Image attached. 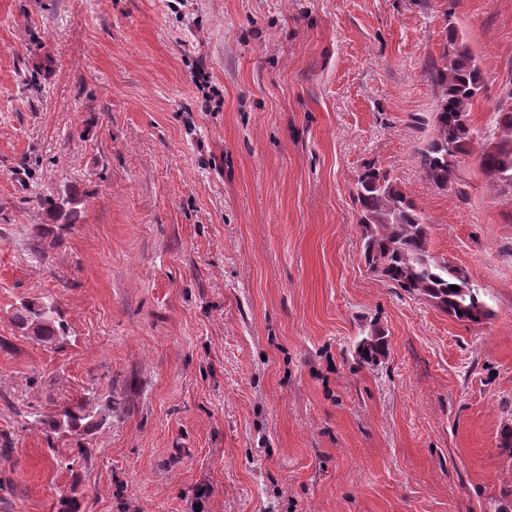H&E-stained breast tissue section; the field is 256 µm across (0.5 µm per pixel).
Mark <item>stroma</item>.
<instances>
[{
  "mask_svg": "<svg viewBox=\"0 0 512 512\" xmlns=\"http://www.w3.org/2000/svg\"><path fill=\"white\" fill-rule=\"evenodd\" d=\"M452 27L492 135L512 0H0V512H512V187L472 155L458 200L415 154ZM368 165L492 319L366 274ZM45 296L53 345L11 321ZM91 394L121 403L102 425L24 423ZM388 351V342L385 333L380 328L373 326L365 336L358 341L356 353L359 362L363 364H375Z\"/></svg>",
  "mask_w": 512,
  "mask_h": 512,
  "instance_id": "obj_1",
  "label": "stroma"
}]
</instances>
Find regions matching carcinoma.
I'll list each match as a JSON object with an SVG mask.
<instances>
[{"label": "carcinoma", "instance_id": "obj_1", "mask_svg": "<svg viewBox=\"0 0 512 512\" xmlns=\"http://www.w3.org/2000/svg\"><path fill=\"white\" fill-rule=\"evenodd\" d=\"M436 88V108L416 123L428 130L415 148L418 165L425 179L437 189L458 199L465 191L457 180L459 159L472 154L477 136L469 121V108L485 92L483 72L468 46L449 28L440 62H431L428 70ZM497 126L501 135L487 143L478 155V168L492 183L512 187V106L497 108ZM352 197L359 207L361 251L366 271L404 292L419 296L461 323H481L493 316L480 290L467 273L430 250L429 224L414 200L407 196L390 173L371 165L358 175ZM69 207L57 210V201L46 198L49 212L66 224L76 213V198L69 196ZM459 290L453 291L451 287ZM12 323L22 335L43 343L59 342L67 328L59 319L55 302L49 297L27 300L15 307ZM388 351L383 330L373 327L357 343L359 362L375 364ZM117 402L109 400L100 408L86 397L76 409L67 408L46 421L34 412L26 414V424L42 427L46 441L60 433L79 432L81 428L110 417ZM88 448H78L70 456L55 458L57 467L70 470L90 459Z\"/></svg>", "mask_w": 512, "mask_h": 512}]
</instances>
